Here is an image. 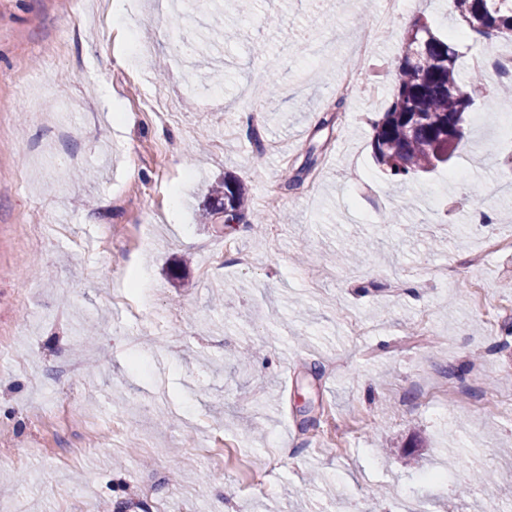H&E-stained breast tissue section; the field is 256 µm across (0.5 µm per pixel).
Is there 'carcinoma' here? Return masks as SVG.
Segmentation results:
<instances>
[{
  "label": "carcinoma",
  "mask_w": 512,
  "mask_h": 512,
  "mask_svg": "<svg viewBox=\"0 0 512 512\" xmlns=\"http://www.w3.org/2000/svg\"><path fill=\"white\" fill-rule=\"evenodd\" d=\"M452 8L480 36L512 38V0H451ZM459 54L454 41L436 36L416 21L406 32L390 87V105L373 123L375 162L392 177L406 180L448 164L464 138L465 114L476 100L507 112L499 89L487 88L476 71L466 82L458 74ZM206 214L221 209L240 221L248 208L244 188L234 179L213 188Z\"/></svg>",
  "instance_id": "obj_1"
}]
</instances>
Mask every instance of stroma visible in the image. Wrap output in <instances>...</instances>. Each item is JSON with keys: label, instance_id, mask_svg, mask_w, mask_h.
Instances as JSON below:
<instances>
[{"label": "stroma", "instance_id": "obj_1", "mask_svg": "<svg viewBox=\"0 0 512 512\" xmlns=\"http://www.w3.org/2000/svg\"><path fill=\"white\" fill-rule=\"evenodd\" d=\"M194 3L175 25L140 0L127 37L111 0H0V507L512 512V484L459 494L512 471V248L466 261L512 235V122L475 105L450 168L400 182L371 146L389 94L334 93L344 59L397 61L410 16L455 35L463 80L512 41L407 0L363 56L378 0H257L203 51ZM227 175L249 197L229 228L205 216Z\"/></svg>", "mask_w": 512, "mask_h": 512}]
</instances>
